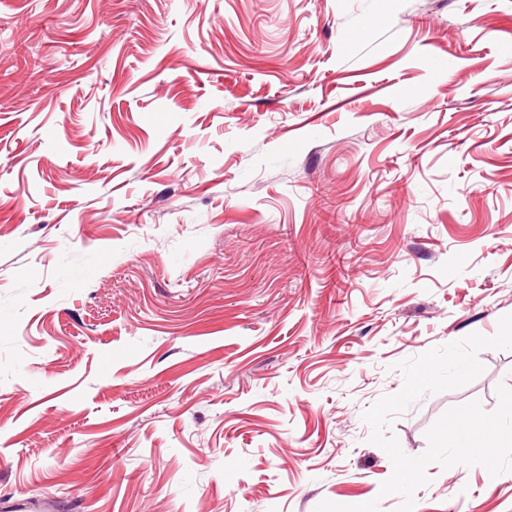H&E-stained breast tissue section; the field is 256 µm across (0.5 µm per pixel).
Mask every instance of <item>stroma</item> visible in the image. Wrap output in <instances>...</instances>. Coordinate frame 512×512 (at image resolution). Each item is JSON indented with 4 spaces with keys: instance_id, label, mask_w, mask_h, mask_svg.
<instances>
[{
    "instance_id": "stroma-1",
    "label": "stroma",
    "mask_w": 512,
    "mask_h": 512,
    "mask_svg": "<svg viewBox=\"0 0 512 512\" xmlns=\"http://www.w3.org/2000/svg\"><path fill=\"white\" fill-rule=\"evenodd\" d=\"M507 314L512 0H0V512H395L363 411Z\"/></svg>"
}]
</instances>
